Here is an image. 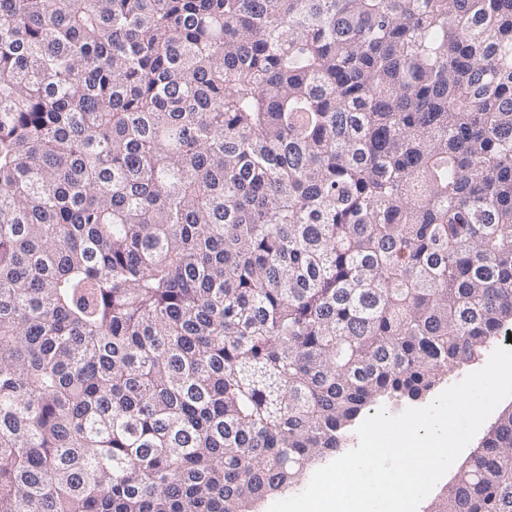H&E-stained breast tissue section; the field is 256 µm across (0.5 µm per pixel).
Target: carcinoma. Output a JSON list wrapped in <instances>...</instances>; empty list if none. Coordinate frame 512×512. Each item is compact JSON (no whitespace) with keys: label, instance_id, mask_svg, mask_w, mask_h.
Here are the masks:
<instances>
[{"label":"carcinoma","instance_id":"1","mask_svg":"<svg viewBox=\"0 0 512 512\" xmlns=\"http://www.w3.org/2000/svg\"><path fill=\"white\" fill-rule=\"evenodd\" d=\"M509 324L512 0H0V512H251Z\"/></svg>","mask_w":512,"mask_h":512}]
</instances>
